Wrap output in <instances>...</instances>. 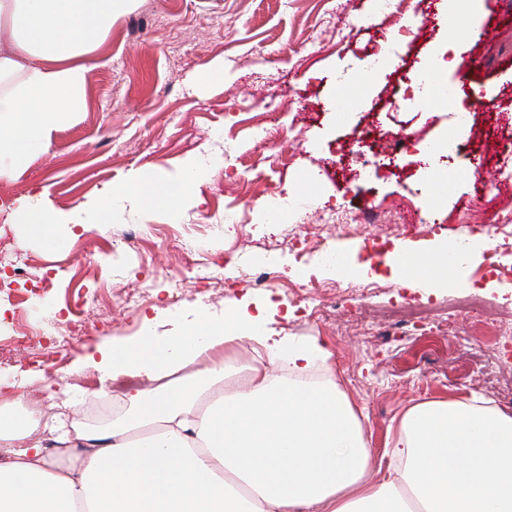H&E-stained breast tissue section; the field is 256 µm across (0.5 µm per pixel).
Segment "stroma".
I'll list each match as a JSON object with an SVG mask.
<instances>
[{"label": "stroma", "mask_w": 512, "mask_h": 512, "mask_svg": "<svg viewBox=\"0 0 512 512\" xmlns=\"http://www.w3.org/2000/svg\"><path fill=\"white\" fill-rule=\"evenodd\" d=\"M393 3L406 21L427 17L426 26L399 38L372 0H135L97 51L106 63L88 75L84 112L55 131L30 166L0 179V200L36 192L47 205L70 209L136 170H168L199 154L210 165L209 178L178 218L145 213L131 198L107 227L78 233L61 251L0 226L16 266L56 272L53 285L0 301V347L26 332L34 337L33 352H47L48 322L76 320L80 290L95 300L58 365L0 366L6 384L0 402L21 378L30 382L26 394L43 402L71 383L97 394L96 379L74 370L99 347L135 341L149 329L173 336L198 314L218 319L245 306L261 314L273 335L329 343L337 381L373 448L371 471L383 464L393 418L409 405L476 394L512 411L501 395L512 385V343L478 316L449 309L461 289L407 288L383 268L363 276L369 294L340 296L335 274L320 262L324 250L375 263L397 245L426 254L440 240L476 236L467 217L484 211L483 182L495 178L512 188V160L476 148L485 131L512 141V0H476L467 20L449 18L446 0ZM487 26L498 30L496 40L479 39ZM384 39L395 63L365 79L368 53ZM441 55L453 62L444 76L455 92L452 104L425 100L395 110L402 88ZM219 62L223 83L198 86V76ZM475 91L493 107L457 129L454 114ZM401 126L429 142L456 133L461 159L432 175L413 151L388 158L382 136ZM302 175L311 179L307 209L268 227L262 211ZM367 209L374 223L371 235L362 236L347 223ZM228 214L238 227L225 228ZM132 230L131 247L124 239ZM189 240L204 242L196 260L211 279L183 272L180 245ZM493 253L474 257L462 276L493 311L511 314L512 226L496 236ZM245 270L270 274L268 287L243 279ZM490 280L496 288H487ZM314 281L358 325L318 316L316 301L305 297ZM395 307L427 309V327L386 319ZM444 318L455 320L456 336L431 331Z\"/></svg>", "instance_id": "stroma-1"}]
</instances>
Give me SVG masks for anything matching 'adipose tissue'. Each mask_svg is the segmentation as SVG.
I'll use <instances>...</instances> for the list:
<instances>
[{"instance_id":"adipose-tissue-1","label":"adipose tissue","mask_w":512,"mask_h":512,"mask_svg":"<svg viewBox=\"0 0 512 512\" xmlns=\"http://www.w3.org/2000/svg\"><path fill=\"white\" fill-rule=\"evenodd\" d=\"M134 0H0V178L28 167L52 133L81 112L99 45ZM205 178L193 158L163 175L132 174L98 200L62 211L32 196L0 202V220L62 248L59 225L98 227L129 196L177 215ZM475 253L457 239L433 256L384 257L402 284L461 286ZM259 356L233 390L200 404L224 378L217 353L241 343ZM319 337L270 336L244 311L196 318L176 336L106 346L92 362L101 386L132 411L111 427L75 426L83 447L62 469L34 432L37 409L0 405V512H512V415L474 397L413 404L395 417L379 480L372 449Z\"/></svg>"}]
</instances>
